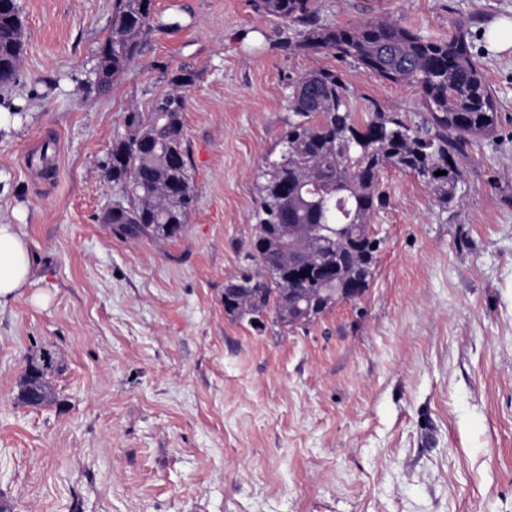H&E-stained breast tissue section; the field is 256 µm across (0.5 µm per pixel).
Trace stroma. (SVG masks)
Returning <instances> with one entry per match:
<instances>
[{
  "instance_id": "stroma-1",
  "label": "stroma",
  "mask_w": 512,
  "mask_h": 512,
  "mask_svg": "<svg viewBox=\"0 0 512 512\" xmlns=\"http://www.w3.org/2000/svg\"><path fill=\"white\" fill-rule=\"evenodd\" d=\"M18 3L23 61L0 103L25 118L0 134V221L34 277L0 309V512H512V50L486 39L512 0H318L330 26L464 27L502 120L457 156L448 210L386 169L368 290L263 333L225 315L224 284L293 118L289 81L335 68L359 106L412 120L418 90L289 47L295 28L252 0H155L148 45L100 96L112 0ZM182 66L195 204L176 239L119 237L102 163ZM44 348L55 396L30 406L19 381Z\"/></svg>"
}]
</instances>
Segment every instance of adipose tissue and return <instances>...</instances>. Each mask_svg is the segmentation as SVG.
<instances>
[{"label": "adipose tissue", "mask_w": 512, "mask_h": 512, "mask_svg": "<svg viewBox=\"0 0 512 512\" xmlns=\"http://www.w3.org/2000/svg\"><path fill=\"white\" fill-rule=\"evenodd\" d=\"M33 276L28 245L16 225L0 223V307L21 295Z\"/></svg>", "instance_id": "ef3b65f1"}]
</instances>
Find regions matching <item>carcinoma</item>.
I'll use <instances>...</instances> for the list:
<instances>
[{
  "mask_svg": "<svg viewBox=\"0 0 512 512\" xmlns=\"http://www.w3.org/2000/svg\"><path fill=\"white\" fill-rule=\"evenodd\" d=\"M153 7L154 0H112V26L98 47L90 84L98 95L108 94L141 55L155 28ZM253 7L263 18L300 26L296 48L331 51L369 75L415 87L425 112L418 123L376 108L357 120L353 94L335 68L302 73L288 84L293 120L279 158H266L258 172L248 269L224 285V312L255 330L269 322L293 328L317 320L327 289L369 288L381 240L365 228L388 204L382 172L391 167L417 177L446 208L463 179L455 157L470 139L493 133L501 115L461 28L438 41L388 18L325 25L316 0H253ZM23 48L17 0H0V83L6 87L17 83ZM193 82L194 73L179 68L149 111L128 112V134L103 162L105 179L122 193L112 204V231L122 238L151 236L154 224H174L178 236L186 224L194 190L183 112ZM284 224L297 225L293 251L281 243ZM58 370L56 353L42 350L24 372L22 401L46 402Z\"/></svg>",
  "mask_w": 512,
  "mask_h": 512,
  "instance_id": "obj_1",
  "label": "carcinoma"
}]
</instances>
